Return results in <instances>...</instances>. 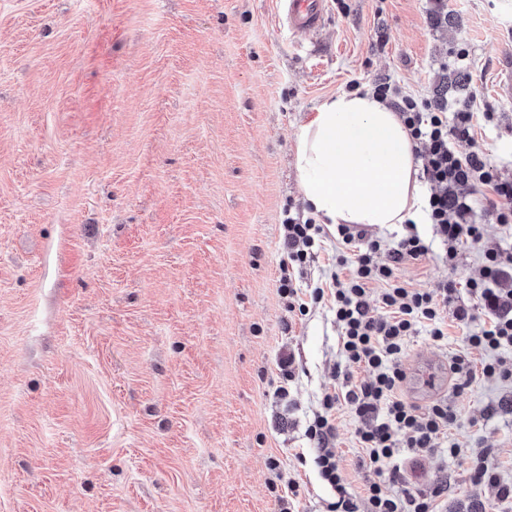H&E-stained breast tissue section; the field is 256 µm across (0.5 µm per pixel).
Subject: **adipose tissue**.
Segmentation results:
<instances>
[{
    "mask_svg": "<svg viewBox=\"0 0 512 512\" xmlns=\"http://www.w3.org/2000/svg\"><path fill=\"white\" fill-rule=\"evenodd\" d=\"M295 166L302 199L320 223L383 228L425 219L409 131L371 94L323 102L296 132Z\"/></svg>",
    "mask_w": 512,
    "mask_h": 512,
    "instance_id": "1",
    "label": "adipose tissue"
}]
</instances>
